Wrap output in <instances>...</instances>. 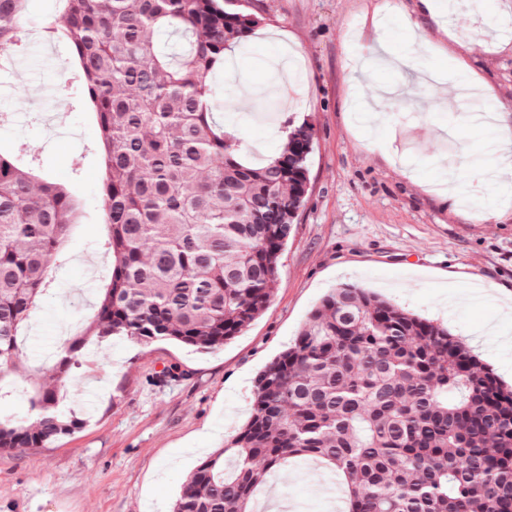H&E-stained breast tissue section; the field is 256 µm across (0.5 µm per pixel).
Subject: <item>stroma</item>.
Here are the masks:
<instances>
[{
	"label": "stroma",
	"mask_w": 512,
	"mask_h": 512,
	"mask_svg": "<svg viewBox=\"0 0 512 512\" xmlns=\"http://www.w3.org/2000/svg\"><path fill=\"white\" fill-rule=\"evenodd\" d=\"M262 22L230 42L232 71L212 77L218 119L256 161L283 146L285 126L309 123L308 194L280 259L265 311L224 347L116 336L81 352L64 404L81 429L48 448L0 453V512H171L186 478L248 420L258 373L291 346L333 288L353 284L446 324L504 381H512V173L494 178L491 128L512 127V0H454L438 20L416 0H253ZM76 68L65 42H34L0 69V151L41 160L40 178L70 187L79 218L32 312L25 373L0 413L28 414L34 383L73 326L96 313L108 259L102 248L104 166L99 128L80 96L48 88ZM483 94L462 95L471 76ZM273 96L264 112L257 93ZM67 115L70 133L43 117ZM173 367L175 381L158 374ZM93 388L94 406L83 400ZM326 470L281 465L254 512H331Z\"/></svg>",
	"instance_id": "1"
}]
</instances>
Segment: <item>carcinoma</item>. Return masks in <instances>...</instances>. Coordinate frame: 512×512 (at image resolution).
I'll return each instance as SVG.
<instances>
[{"instance_id":"1","label":"carcinoma","mask_w":512,"mask_h":512,"mask_svg":"<svg viewBox=\"0 0 512 512\" xmlns=\"http://www.w3.org/2000/svg\"><path fill=\"white\" fill-rule=\"evenodd\" d=\"M29 0H0V53L26 52ZM96 111L105 165L109 280L91 322L35 387L28 420L0 417V452L49 448L82 422L61 387L95 337L205 351L265 309L308 192L312 126L279 154L239 159L209 76L261 23L251 0H55ZM185 37L173 51L157 41ZM0 153V397L20 337L78 213L75 197ZM290 458L347 486L348 512H512V388L448 328L352 284L333 289L254 383L253 411L181 487L172 512H250Z\"/></svg>"}]
</instances>
